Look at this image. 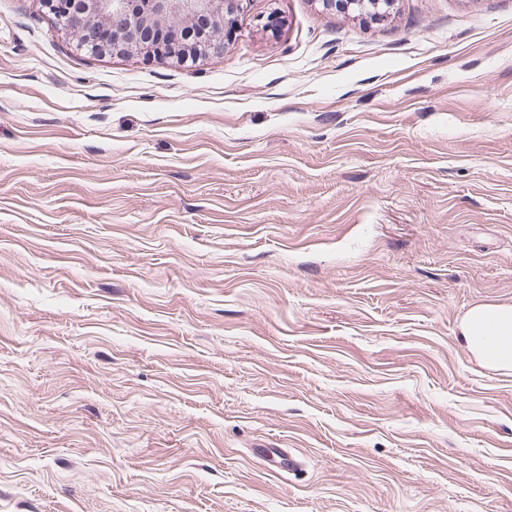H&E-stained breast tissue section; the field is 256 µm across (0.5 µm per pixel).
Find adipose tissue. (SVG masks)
I'll list each match as a JSON object with an SVG mask.
<instances>
[{
	"label": "adipose tissue",
	"instance_id": "adipose-tissue-1",
	"mask_svg": "<svg viewBox=\"0 0 512 512\" xmlns=\"http://www.w3.org/2000/svg\"><path fill=\"white\" fill-rule=\"evenodd\" d=\"M460 340L493 368L512 370V304L472 306L458 325Z\"/></svg>",
	"mask_w": 512,
	"mask_h": 512
}]
</instances>
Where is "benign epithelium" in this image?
<instances>
[{"mask_svg":"<svg viewBox=\"0 0 512 512\" xmlns=\"http://www.w3.org/2000/svg\"><path fill=\"white\" fill-rule=\"evenodd\" d=\"M55 24L97 53L131 50L178 58L199 41L193 22L206 20L209 45H224V25L249 0H42ZM326 9L371 20L390 17L395 0H322Z\"/></svg>","mask_w":512,"mask_h":512,"instance_id":"benign-epithelium-1","label":"benign epithelium"}]
</instances>
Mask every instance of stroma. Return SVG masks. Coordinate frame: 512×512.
<instances>
[{"instance_id":"stroma-1","label":"stroma","mask_w":512,"mask_h":512,"mask_svg":"<svg viewBox=\"0 0 512 512\" xmlns=\"http://www.w3.org/2000/svg\"><path fill=\"white\" fill-rule=\"evenodd\" d=\"M485 302L512 0H249L187 63L0 0V512H512ZM325 9L354 14L371 20H385L390 17L395 0H322ZM263 454L265 460L276 468V474L294 473L300 463L292 454L286 452L283 448H258Z\"/></svg>"}]
</instances>
